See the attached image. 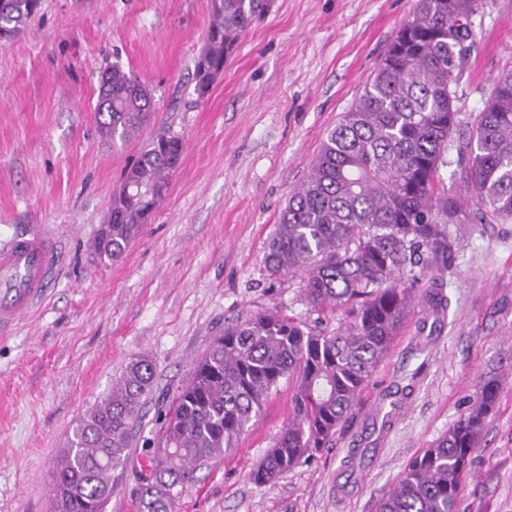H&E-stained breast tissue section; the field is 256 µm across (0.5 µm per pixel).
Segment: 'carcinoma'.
Segmentation results:
<instances>
[{"instance_id": "carcinoma-1", "label": "carcinoma", "mask_w": 512, "mask_h": 512, "mask_svg": "<svg viewBox=\"0 0 512 512\" xmlns=\"http://www.w3.org/2000/svg\"><path fill=\"white\" fill-rule=\"evenodd\" d=\"M39 3L0 0V38L18 34ZM211 5L207 44L195 65L201 98L269 0ZM480 6L415 0L358 101L327 132L268 242V272L300 275L305 301L322 318L309 325L270 310L224 327L164 415L140 472V512H172L195 467L235 447L283 380L293 385L288 423L252 479L272 483L331 447L415 300L437 315L449 309L442 273L463 225L512 223V69L494 78L484 109L468 134L457 136L454 86L476 44L470 17ZM104 74L112 99L98 98L99 132L110 143L126 142L149 121L151 92L117 64ZM182 153L175 135L147 143L112 193L110 223L100 225L94 242L96 260L123 256L164 199ZM451 164L458 191L441 176ZM131 181L144 192H128ZM337 311L343 318L329 331L323 317ZM153 379L150 360L131 361L80 420L56 463L54 512H106ZM497 395V380H485L467 413L408 464L374 512H457Z\"/></svg>"}]
</instances>
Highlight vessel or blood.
Here are the masks:
<instances>
[{"label":"vessel or blood","mask_w":512,"mask_h":512,"mask_svg":"<svg viewBox=\"0 0 512 512\" xmlns=\"http://www.w3.org/2000/svg\"><path fill=\"white\" fill-rule=\"evenodd\" d=\"M61 259L60 240L41 231L26 233L0 249V326L42 302Z\"/></svg>","instance_id":"b4317fda"}]
</instances>
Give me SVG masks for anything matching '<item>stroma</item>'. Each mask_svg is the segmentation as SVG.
<instances>
[{
	"label": "stroma",
	"mask_w": 512,
	"mask_h": 512,
	"mask_svg": "<svg viewBox=\"0 0 512 512\" xmlns=\"http://www.w3.org/2000/svg\"><path fill=\"white\" fill-rule=\"evenodd\" d=\"M414 0H272L206 97L195 64L211 0H41L0 44V248L45 229L62 267L43 303L0 331V512H51L54 467L84 413L125 366L148 357L152 391L107 512H139L138 473L173 396L215 336L254 313L314 322L299 278L271 276L266 245L328 130L358 100ZM476 47L456 88L472 123L512 67V0H482ZM134 72L154 96L127 142L99 136V73ZM184 144L149 224L121 259L93 240L144 145ZM451 305L435 330L415 308L335 447L277 482L251 478L288 420L281 382L235 448L199 468L173 512H372L408 463L447 432L484 380L499 381L457 512H512V223L460 234L444 274ZM412 391L382 435L386 392Z\"/></svg>",
	"instance_id": "1"
}]
</instances>
